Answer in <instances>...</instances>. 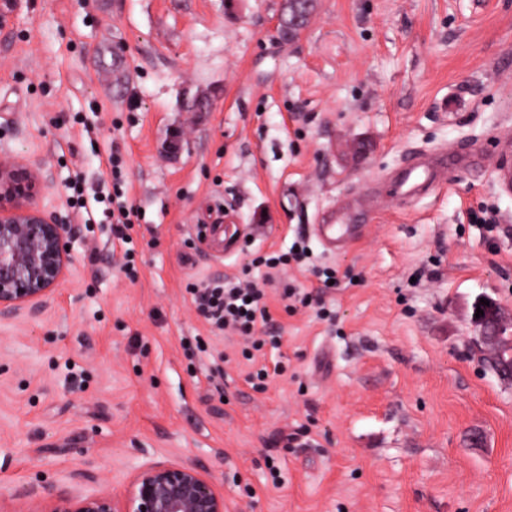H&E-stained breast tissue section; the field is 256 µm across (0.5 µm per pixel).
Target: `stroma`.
Masks as SVG:
<instances>
[{
  "instance_id": "1",
  "label": "stroma",
  "mask_w": 512,
  "mask_h": 512,
  "mask_svg": "<svg viewBox=\"0 0 512 512\" xmlns=\"http://www.w3.org/2000/svg\"><path fill=\"white\" fill-rule=\"evenodd\" d=\"M285 10L12 0L0 146L44 169L73 242L52 302L0 316V512L122 495L148 460L199 467L229 512H512V376L490 364L512 352V191L487 161L413 206L377 183L415 149L512 142V0H313L288 38ZM77 173L127 189L135 278L111 204L90 225L69 206ZM355 196L363 235L329 253L313 226ZM299 236L338 269L335 320L269 283L288 371L256 390L186 285L263 279L252 252Z\"/></svg>"
}]
</instances>
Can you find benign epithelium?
I'll use <instances>...</instances> for the list:
<instances>
[{
    "instance_id": "1",
    "label": "benign epithelium",
    "mask_w": 512,
    "mask_h": 512,
    "mask_svg": "<svg viewBox=\"0 0 512 512\" xmlns=\"http://www.w3.org/2000/svg\"><path fill=\"white\" fill-rule=\"evenodd\" d=\"M48 186L41 167L0 152V314L47 303L67 274L70 226L34 203ZM24 512H227V505L200 469L150 461L120 499L103 488L63 490Z\"/></svg>"
}]
</instances>
